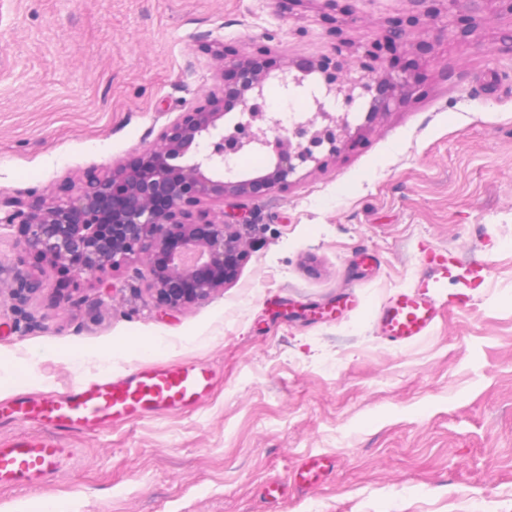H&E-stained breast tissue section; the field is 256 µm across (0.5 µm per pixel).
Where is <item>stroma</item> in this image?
Returning <instances> with one entry per match:
<instances>
[{
    "label": "stroma",
    "mask_w": 512,
    "mask_h": 512,
    "mask_svg": "<svg viewBox=\"0 0 512 512\" xmlns=\"http://www.w3.org/2000/svg\"><path fill=\"white\" fill-rule=\"evenodd\" d=\"M347 4L351 23L323 0H0L2 198L48 200L143 157L217 91L222 51L275 74L303 58L351 65L373 47L378 71L412 76L386 113L326 99L351 138L298 179L201 203L216 222L253 218L235 277L205 300L159 308L140 263L59 296L56 269L24 262L0 228V263L44 282L20 296L0 282V385L24 366L30 396L59 393L142 362L151 342L156 360L218 377L192 411L65 434L76 455L39 496L72 512H512V55L493 50L512 12L451 33L444 0ZM396 20L409 37L385 47ZM436 246L484 260L488 286L420 342L389 346L374 312ZM346 289L359 305L338 320L269 311ZM312 455L335 467L298 491ZM272 481L287 495L265 498Z\"/></svg>",
    "instance_id": "stroma-1"
}]
</instances>
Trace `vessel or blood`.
<instances>
[{"instance_id": "obj_1", "label": "vessel or blood", "mask_w": 512, "mask_h": 512, "mask_svg": "<svg viewBox=\"0 0 512 512\" xmlns=\"http://www.w3.org/2000/svg\"><path fill=\"white\" fill-rule=\"evenodd\" d=\"M489 276L486 262L461 263L454 250L437 247L423 258L414 286L390 295L374 314L378 331L391 344H410L428 336L444 308H466ZM217 382L213 368L182 361L143 362L126 372L73 384L39 400L24 396L0 406V418H21L43 429L39 436L0 441V487L26 491L72 454L60 436L97 433L118 422L160 416L198 406ZM329 464L312 457L296 472L299 488L315 486Z\"/></svg>"}]
</instances>
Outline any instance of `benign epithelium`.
<instances>
[{"mask_svg": "<svg viewBox=\"0 0 512 512\" xmlns=\"http://www.w3.org/2000/svg\"><path fill=\"white\" fill-rule=\"evenodd\" d=\"M512 0H448V22L465 13L477 29L479 17L490 4ZM221 79L234 74L243 109L231 130L224 131V98L211 96L206 103L178 119L160 138L156 148L135 167H122L112 174L87 180L74 194L66 188L61 199L46 206H26L13 199L0 198V227H17L24 256L37 264L47 260L69 267L75 275H94L105 266L116 268L144 258L158 303L175 307L207 297L226 280L232 279L244 250L229 225L218 224L193 208L205 200L229 193L253 190L261 182L266 192L289 183L298 167L316 160L314 149L327 143L335 147L345 134L346 123L333 129H313L310 120L296 121L270 109L265 103V73L240 59L218 58ZM360 76L348 87L341 67L324 75V97L342 96L353 101L355 87L371 94L374 112H385L395 103L383 90L402 92L411 84L406 73H378L367 62L358 65ZM280 87L285 96L308 94L323 111L317 91L292 73V66L281 70ZM260 121L275 134H286L287 145L272 158L273 169L260 179L226 181L234 173V158L244 151H264L267 138L253 132ZM96 206L105 209L112 234H99L90 224H70L72 215ZM177 237L178 249L163 252L168 240ZM165 253L168 277H154L155 260Z\"/></svg>", "mask_w": 512, "mask_h": 512, "instance_id": "7a95c632", "label": "benign epithelium"}]
</instances>
